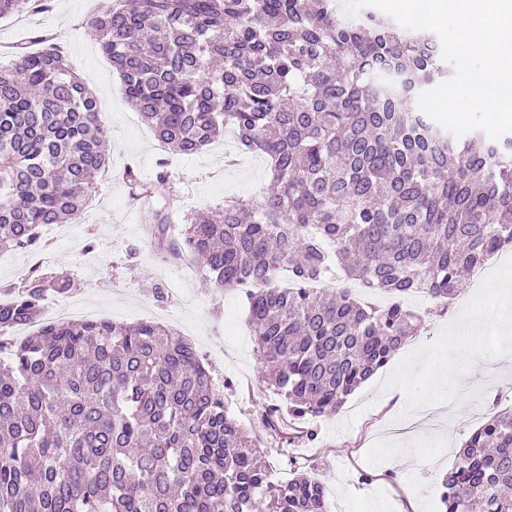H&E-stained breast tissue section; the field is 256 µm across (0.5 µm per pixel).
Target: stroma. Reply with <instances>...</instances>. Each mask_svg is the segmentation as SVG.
I'll use <instances>...</instances> for the list:
<instances>
[{"label":"stroma","mask_w":512,"mask_h":512,"mask_svg":"<svg viewBox=\"0 0 512 512\" xmlns=\"http://www.w3.org/2000/svg\"><path fill=\"white\" fill-rule=\"evenodd\" d=\"M48 12L20 21L0 19V66H8L9 46L45 29L59 43L81 78L87 79L106 117L110 141L107 169L95 179L89 206L67 224H51L41 239L53 260L41 265L36 249L0 259V288L22 285L18 264L31 265L37 277L66 276L82 300L77 320L133 324L158 323L191 343L223 392L229 414L256 438L276 480L290 473L282 444L261 424L276 395L263 381L254 352L245 292L202 287L200 275L183 261L166 259L144 232L148 214L132 200L122 174L135 168L153 180L167 167L175 184L170 202L172 230L187 215L223 205L233 197L247 199L268 183L267 165L226 167L224 135L204 152L172 155L158 150L150 127L131 109L112 64L101 52L86 22L112 0H49ZM512 268L490 273L469 309L477 322L470 334L457 335L459 305L442 306L423 295L408 297L410 308L426 312L419 335L411 337L393 359L347 400L342 410L316 423L318 444L294 446L311 459L327 491L331 512H442L439 485L470 434L492 416L493 398L512 405ZM152 296L154 306L142 304ZM455 349L459 370L454 381L441 382L434 368L448 349ZM409 384L419 409L408 412L393 394Z\"/></svg>","instance_id":"35a3bbf8"}]
</instances>
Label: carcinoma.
Here are the masks:
<instances>
[{
	"label": "carcinoma",
	"instance_id": "cac0c4a2",
	"mask_svg": "<svg viewBox=\"0 0 512 512\" xmlns=\"http://www.w3.org/2000/svg\"><path fill=\"white\" fill-rule=\"evenodd\" d=\"M48 0H0V18ZM124 94L158 141L194 155L228 131L268 161L248 200L186 218L176 249L203 287L245 288L264 381L262 424L314 443L311 423L417 335L404 298L448 305L512 246V137L474 149L413 107L448 77L428 31L341 0H112L88 21ZM40 49H31L30 43ZM0 67V252L72 220L109 162L97 101L56 38L35 32ZM130 194L167 245L162 192L129 169ZM392 296L374 307L347 285ZM29 278L0 300V337L38 319ZM0 512H330L311 465L277 483L192 347L152 322L45 325L0 342ZM444 512H512V409L494 413L444 474Z\"/></svg>",
	"mask_w": 512,
	"mask_h": 512
}]
</instances>
